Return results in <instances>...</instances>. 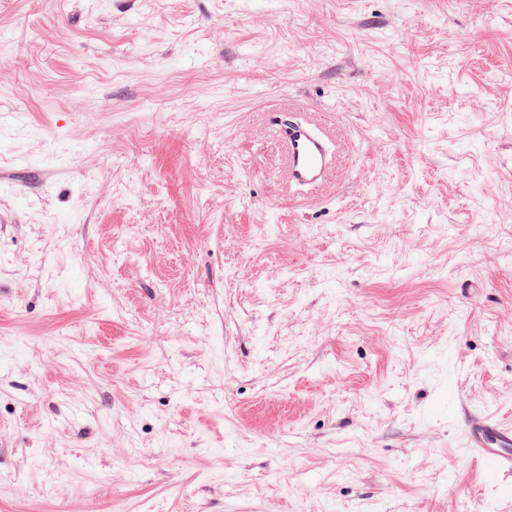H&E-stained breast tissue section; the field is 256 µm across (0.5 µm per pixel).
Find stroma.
<instances>
[{
	"label": "stroma",
	"mask_w": 512,
	"mask_h": 512,
	"mask_svg": "<svg viewBox=\"0 0 512 512\" xmlns=\"http://www.w3.org/2000/svg\"><path fill=\"white\" fill-rule=\"evenodd\" d=\"M482 413L512 0H0V512H512ZM328 140L324 131L306 120L288 121L284 142L288 151L289 176L294 185L316 188L326 180L332 167ZM467 455L492 465L498 471H512V428L489 416L473 415L467 420Z\"/></svg>",
	"instance_id": "35a3bbf8"
}]
</instances>
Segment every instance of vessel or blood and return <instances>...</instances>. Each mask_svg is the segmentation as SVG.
Segmentation results:
<instances>
[{
	"label": "vessel or blood",
	"mask_w": 512,
	"mask_h": 512,
	"mask_svg": "<svg viewBox=\"0 0 512 512\" xmlns=\"http://www.w3.org/2000/svg\"><path fill=\"white\" fill-rule=\"evenodd\" d=\"M289 176L294 185L320 186L332 164L328 137L312 123L295 119L285 129ZM466 453L500 471H512V428L489 416L474 415L467 421Z\"/></svg>",
	"instance_id": "vessel-or-blood-1"
}]
</instances>
